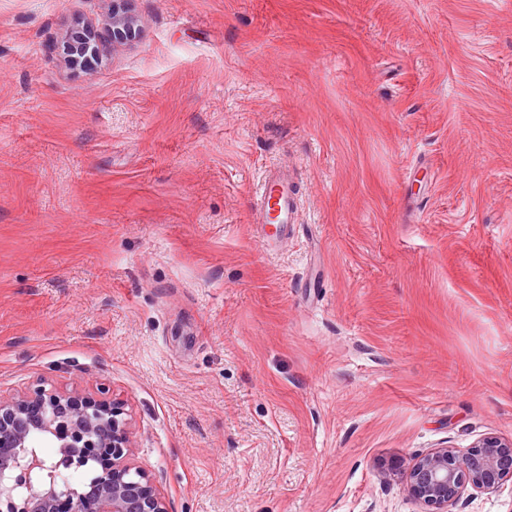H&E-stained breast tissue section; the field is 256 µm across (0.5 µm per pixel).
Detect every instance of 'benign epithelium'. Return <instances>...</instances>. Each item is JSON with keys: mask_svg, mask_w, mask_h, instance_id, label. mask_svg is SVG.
Segmentation results:
<instances>
[{"mask_svg": "<svg viewBox=\"0 0 512 512\" xmlns=\"http://www.w3.org/2000/svg\"><path fill=\"white\" fill-rule=\"evenodd\" d=\"M129 0H112L102 26L73 33L86 49L102 42L130 44L139 37ZM131 421L114 396L63 392L37 385L0 396V512H168L164 494L131 461ZM56 449L49 460L41 448ZM97 476L76 486L70 471L89 463ZM408 493L424 512H450L467 488L493 491L512 477V440L485 436L460 455L435 448L404 471Z\"/></svg>", "mask_w": 512, "mask_h": 512, "instance_id": "1", "label": "benign epithelium"}]
</instances>
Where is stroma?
<instances>
[{
  "label": "stroma",
  "mask_w": 512,
  "mask_h": 512,
  "mask_svg": "<svg viewBox=\"0 0 512 512\" xmlns=\"http://www.w3.org/2000/svg\"><path fill=\"white\" fill-rule=\"evenodd\" d=\"M110 8L0 0V394L110 389L169 512H423L512 439V0H134L66 68ZM132 0H113L112 1V15L107 17L106 21L102 23V27L92 24L86 25L81 31L73 33V37L78 39L81 48L84 51L90 44H98L104 42H112L113 45L130 44L134 43L139 37V25L137 20L128 12L127 3ZM92 46L84 54H75L79 60L75 63L77 68H82L87 65L86 57L92 56ZM259 224L263 238L268 239L264 224H277L278 236L288 233V224L295 221L296 207L288 174L279 171L266 176L257 192ZM408 493L424 512H451L468 488L493 491L512 477V440L485 436L459 455L454 448H435L413 457L404 471Z\"/></svg>",
  "instance_id": "35a3bbf8"
}]
</instances>
